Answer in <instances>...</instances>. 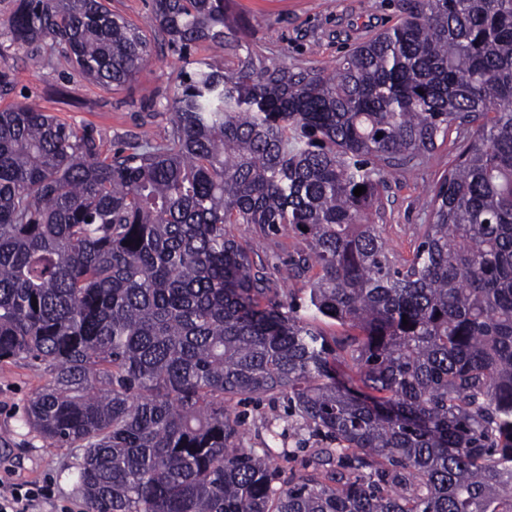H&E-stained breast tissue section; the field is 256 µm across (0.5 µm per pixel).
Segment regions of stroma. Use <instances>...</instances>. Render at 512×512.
Segmentation results:
<instances>
[{
  "label": "stroma",
  "instance_id": "35a3bbf8",
  "mask_svg": "<svg viewBox=\"0 0 512 512\" xmlns=\"http://www.w3.org/2000/svg\"><path fill=\"white\" fill-rule=\"evenodd\" d=\"M111 9L139 27L150 42V53L128 85L105 89L85 80L62 57L44 69L30 63L44 44L16 48L0 38V71L12 81L0 88V110L31 100L45 112L91 134L103 155H113L141 139L159 141L170 126L165 105L183 62L161 32L150 23L149 0H110ZM403 0H233L232 12L245 29L243 39L270 62L295 69L329 68L359 43L395 25L403 15ZM456 155L445 142L426 164L390 176L382 206L372 219L384 227L393 254L410 255L420 224L429 213L430 188L447 171ZM233 234L244 242L255 262L264 264L277 290L276 302L303 301L305 280L288 275L291 255L303 247L296 236L264 234L250 224H237ZM45 382L43 372L0 363V469L9 468L17 482L51 485L53 498L34 512H87L86 501L71 476L73 452L53 448L25 422L30 398ZM234 410L241 422L246 447L289 449L279 460L283 477L303 470L313 449L325 447L321 436L302 427L287 398L243 400Z\"/></svg>",
  "mask_w": 512,
  "mask_h": 512
}]
</instances>
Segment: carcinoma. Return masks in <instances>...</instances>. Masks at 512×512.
Here are the masks:
<instances>
[{
    "instance_id": "1",
    "label": "carcinoma",
    "mask_w": 512,
    "mask_h": 512,
    "mask_svg": "<svg viewBox=\"0 0 512 512\" xmlns=\"http://www.w3.org/2000/svg\"><path fill=\"white\" fill-rule=\"evenodd\" d=\"M152 11L186 64L162 141L107 159L36 104L0 111V362L47 376L26 423L75 451L88 512H512V0H409L299 71L188 59L237 34L228 0ZM4 35L106 89L150 51L103 0H15ZM453 126L399 261L370 215ZM232 224L304 240L302 303L264 304ZM278 394L336 443L286 481L290 451L244 447L230 409Z\"/></svg>"
}]
</instances>
